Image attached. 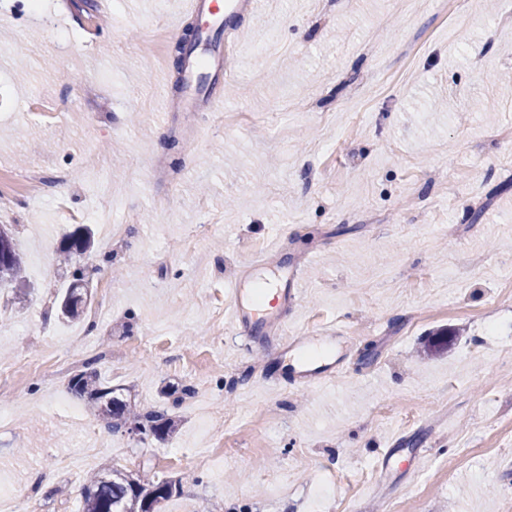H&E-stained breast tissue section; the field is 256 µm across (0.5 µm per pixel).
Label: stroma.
<instances>
[{"label":"stroma","mask_w":512,"mask_h":512,"mask_svg":"<svg viewBox=\"0 0 512 512\" xmlns=\"http://www.w3.org/2000/svg\"><path fill=\"white\" fill-rule=\"evenodd\" d=\"M185 2L0 0V224L26 271L0 288V483L81 512L88 475L141 462L184 481L161 512H512V0H266L207 53L219 112L177 89ZM80 224L95 290L68 323ZM293 267L275 316L344 350L304 390L225 320L232 281ZM90 360L176 431L113 434L83 402L69 424ZM90 247L91 237L88 229L84 225H79L65 238L59 250L65 255L70 267H74L68 291L61 303V312L69 319H81L87 308L88 299L83 298V290L88 287L85 281V277L88 278V266H78L75 258L87 253Z\"/></svg>","instance_id":"stroma-1"}]
</instances>
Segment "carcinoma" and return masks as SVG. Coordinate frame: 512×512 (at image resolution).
I'll list each match as a JSON object with an SVG mask.
<instances>
[{"label": "carcinoma", "mask_w": 512, "mask_h": 512, "mask_svg": "<svg viewBox=\"0 0 512 512\" xmlns=\"http://www.w3.org/2000/svg\"><path fill=\"white\" fill-rule=\"evenodd\" d=\"M91 237L82 225L63 241L60 253L74 267L68 291L61 303L62 314L69 319H80L85 314L87 300L83 290L88 287L84 274L88 267L78 265L75 258L88 252ZM23 277V267L16 249L13 233L0 225V285ZM95 361L84 364V369L69 380L71 393L91 406L111 433H129L134 430L163 441L172 434L178 419L164 411L141 408L124 397L121 389L103 385L94 367ZM181 480L161 479L150 469L113 467L104 469L86 479L81 489L82 512H160L161 504L180 493Z\"/></svg>", "instance_id": "1"}]
</instances>
